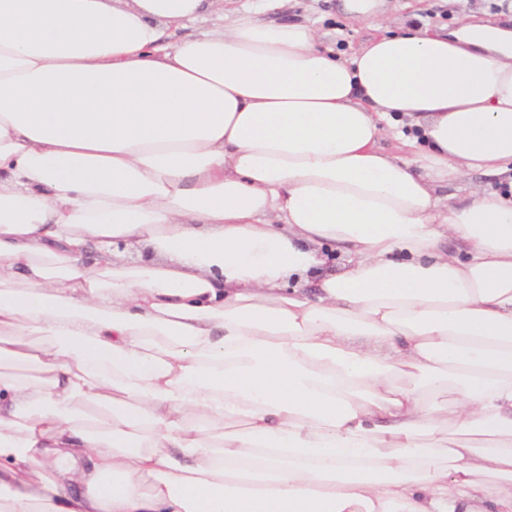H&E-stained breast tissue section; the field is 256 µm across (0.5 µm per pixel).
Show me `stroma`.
Returning <instances> with one entry per match:
<instances>
[{"label":"stroma","mask_w":512,"mask_h":512,"mask_svg":"<svg viewBox=\"0 0 512 512\" xmlns=\"http://www.w3.org/2000/svg\"><path fill=\"white\" fill-rule=\"evenodd\" d=\"M493 0H385L376 26L368 27L348 21L340 11V0H225L223 10L207 12L203 19L188 23L179 37L199 35L231 25L242 4H250L258 19L267 23L283 20L306 21L313 25L325 44L337 53L348 55L381 34H399L409 28H426L444 32L462 18L480 21L495 18L497 22L512 19L511 11L492 10ZM512 187V172L485 175L474 172L461 183L449 185L448 201L463 202L473 194L501 192Z\"/></svg>","instance_id":"35a3bbf8"}]
</instances>
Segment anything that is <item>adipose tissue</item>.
I'll return each mask as SVG.
<instances>
[{
	"label": "adipose tissue",
	"instance_id": "ef3b65f1",
	"mask_svg": "<svg viewBox=\"0 0 512 512\" xmlns=\"http://www.w3.org/2000/svg\"><path fill=\"white\" fill-rule=\"evenodd\" d=\"M218 2L0 0V512H512V28ZM225 1V0H224ZM508 0H386L380 19L373 27L355 24L344 18L339 0H228L220 10L209 11L203 19L187 23L177 32L176 41L188 35L231 25L236 9L248 3L256 11V17L267 23H278L285 19L306 21L313 25L323 37L325 45L336 48L340 56L358 50L375 36L399 34L408 28H427L431 31L447 32L462 18L481 21L495 18L499 25L512 27V12ZM508 4L507 11H493L491 4ZM511 19V25L504 21ZM380 26V27H377ZM512 172H506L500 175H485L480 172H474L467 175L459 184L448 185L440 190L439 194L446 197L448 194V204H459L467 197L473 194H481L484 191L502 192L507 189L511 191Z\"/></svg>",
	"mask_w": 512,
	"mask_h": 512
}]
</instances>
